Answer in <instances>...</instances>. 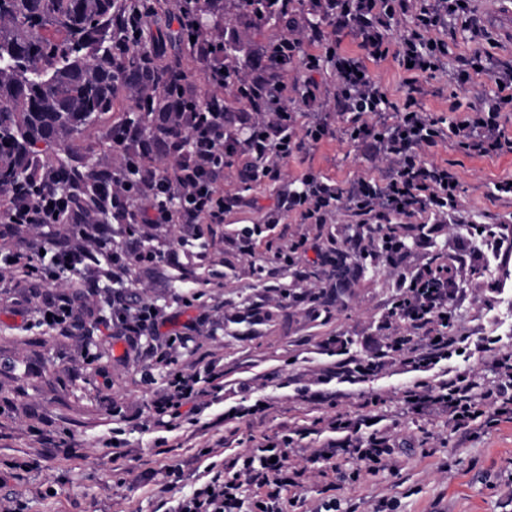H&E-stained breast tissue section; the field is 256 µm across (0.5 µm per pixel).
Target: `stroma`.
<instances>
[{
  "mask_svg": "<svg viewBox=\"0 0 512 512\" xmlns=\"http://www.w3.org/2000/svg\"><path fill=\"white\" fill-rule=\"evenodd\" d=\"M474 6L492 41L454 26L443 35L448 45L443 70L419 78L424 92L417 95L416 107L448 127L458 119L450 104L465 110L473 100L468 86L449 79L458 58L478 52L495 62H512V0H475ZM401 36V30H393L388 55L367 63L399 104L408 97L409 78L397 54ZM134 104L127 89H118L112 112L73 141L74 155L91 150L100 165L111 166L117 155L102 146V136ZM424 158L458 175L462 224H439L427 213L415 216V223L430 226L428 240L403 250L397 264L382 262L358 277L344 305L332 308L328 317H314L306 304L258 286L249 273L251 258L229 241L224 254L234 268L225 277L202 286L184 282L180 270L164 261L154 277L137 286L141 298L166 306L172 316L182 315L184 300H191V313L200 319L197 348L194 355L179 357V369L193 370L200 360L224 369L220 389L201 399L196 426L154 427L149 405L166 386L164 364L151 365L154 381L146 383L144 358L124 356L123 344L113 341L109 330L98 328L90 339L78 331L56 335L31 323L28 288L0 290V475L6 477L0 483V512L18 506L23 512H171L209 468L252 451L258 442L278 440L290 430L295 447L326 448L343 438L330 429L332 420L371 412L381 416V429L397 441L392 464L340 483L324 476V461L294 456L293 464L304 470L297 494L305 512L331 499L339 502L340 512H512V420L489 412L480 425L457 429L447 413L424 415L403 402L414 382L436 383L450 369L493 379L488 359L465 353L434 369L413 371L393 355L382 371L358 383L333 375L342 359L364 361L379 352L392 331L388 313L435 248L460 265L463 294L448 310L454 334L466 342L492 336L512 351V338L502 337L497 319L501 298L512 295L507 247L512 197L496 189L499 181L512 178V148L480 157L451 136L426 149ZM309 171L344 187L360 177L383 184L392 175L386 162L341 135L288 158L277 182L240 181L232 166L224 190L243 204L225 214L224 229L264 223L283 183ZM489 217L497 221L496 238L504 249L475 243L473 227ZM248 299L261 303L262 314L247 313ZM258 400L267 403L265 413L225 419L230 408ZM116 404L132 419L117 449L112 446ZM171 468L179 470L178 479L167 478Z\"/></svg>",
  "mask_w": 512,
  "mask_h": 512,
  "instance_id": "stroma-1",
  "label": "stroma"
}]
</instances>
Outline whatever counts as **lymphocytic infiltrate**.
<instances>
[{"label":"lymphocytic infiltrate","mask_w":512,"mask_h":512,"mask_svg":"<svg viewBox=\"0 0 512 512\" xmlns=\"http://www.w3.org/2000/svg\"><path fill=\"white\" fill-rule=\"evenodd\" d=\"M470 2L429 0L423 5L419 0H309L311 12L322 15L327 26L312 29L300 15L294 17L288 31V48L299 52V62L309 73L299 96L268 112L242 113L239 123L245 136L229 149L224 146V99L219 95L224 88V64L210 51L219 34L214 31L195 35L200 70L214 92L209 97L210 108L203 110L190 102L178 112L180 121L191 132L189 146L169 147L168 154L175 163L173 172L155 171L144 180L131 183L116 167L104 186L113 210L131 223L178 225L176 247L163 255L134 251L116 241L110 225L93 220L83 229L81 243L68 247L44 244V253L36 265L31 264L28 255L0 247V271H8L19 281L34 277L44 283L56 281L65 273L90 272L112 283V292L98 297L38 298L33 304L38 326L69 335L87 320L95 325L108 323L129 352L143 353V339L151 336L164 339L173 353L192 354L195 321L185 322L181 330L168 331L165 310L138 298L137 281L151 276L161 259L178 261L179 247L196 239L202 225L223 223L225 213L236 206V199L225 195L222 188L228 155L246 160L255 172L276 181L281 177L283 162L297 151L335 138L337 130L327 112L303 131L295 129L296 109L313 107L321 99L322 84L316 75L326 62L336 79L338 110L347 116L345 135L369 142L374 156L389 162L394 174L382 186L361 177L343 188L308 172L289 182L278 200V209L294 214L298 223L313 229L332 223L339 209L350 210L356 223L365 228L363 237L352 241L354 251L360 253L374 252L381 241L389 238L390 226L396 220L422 213L445 216L457 212V174L447 167L427 163L423 151L451 135L473 154L485 156L501 151L507 140L500 118L505 105L512 103V64L492 71L481 54L462 58L457 82L473 85L478 77L487 74L498 90L491 97L477 93L471 115L447 130L424 110L407 104L396 107L368 72L364 59L384 58L389 32L410 19L414 26L401 44L403 62L412 63L414 71L420 73L440 70L447 46L437 33L449 20L461 22L477 35L484 31ZM344 31L357 39L361 55L341 51L339 35ZM104 242L112 245L111 258L105 263L96 249ZM424 280V275H417L405 298L392 309L395 321L409 338L400 350L407 363L418 368L448 360L458 343L457 337L448 332V309L459 295L458 288H428ZM475 349L490 357L495 380L482 383L469 372L459 371L437 387L419 386L408 391L406 403L418 410L446 409L449 422L457 428L477 424L488 408L499 415L511 414L512 354L498 347L493 337L482 339ZM220 377L215 366L207 365L170 378L165 392L151 405L154 425L168 428L178 419L194 420L207 384ZM331 427L349 434L339 450L323 454L331 462V472H339L335 458L340 454L351 460L356 477L391 462L394 440L387 432L377 430L365 436L361 421L340 418L332 421ZM292 443V437L286 435L279 444H263L251 455L234 458L227 472H215L208 482L179 501L174 512H285L286 508L296 507L297 498L283 496L284 491L299 487L303 475L302 469L289 461ZM247 484L260 489L249 504L244 503L241 494Z\"/></svg>","instance_id":"obj_1"}]
</instances>
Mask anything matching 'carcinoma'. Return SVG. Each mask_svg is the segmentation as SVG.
Instances as JSON below:
<instances>
[{
    "label": "carcinoma",
    "instance_id": "obj_1",
    "mask_svg": "<svg viewBox=\"0 0 512 512\" xmlns=\"http://www.w3.org/2000/svg\"><path fill=\"white\" fill-rule=\"evenodd\" d=\"M288 0H230L225 17L202 14L196 27L208 33L224 28V42L214 52L224 55V141L232 143L240 137L237 119L241 112H258L269 108L279 95L281 85L288 84V72L295 59L288 53V12L281 3ZM126 9L125 0H0V208L13 195L34 203L40 197L61 194L71 208L83 211L98 221H112V208L105 204L102 186L109 169L88 157L76 158L69 141L82 129L97 121L114 107L118 86L137 94L134 109L123 113L119 122L106 130L103 141L111 144L113 134L123 130L143 132L159 144L187 143V129L168 116L184 103L186 91L199 106L208 99L199 94L200 76L186 71L180 56L167 52L176 41L189 56L197 45L180 38L171 29L159 33L152 47L145 51L131 49L122 59H110L112 41L125 35L119 18ZM270 27L272 35L262 57H238L239 30L263 32ZM62 34L56 39L49 31ZM270 58L266 87L256 88L243 79ZM158 84L172 93L150 100L144 90ZM154 169L149 154L139 156L134 166L126 169L133 182ZM49 236L62 244L79 239L80 227L69 220L66 212L47 223ZM241 234L257 250L272 254V262L281 267L276 288H288L283 279L297 266L263 235L260 227L247 226ZM392 241L378 253L387 260L407 241L422 238L421 227L405 229L393 225ZM436 281L454 276L455 263L440 252L429 260ZM363 270L362 256L333 242L321 263L295 273L307 279L335 282L331 289L304 292L302 300L315 317L329 314L333 306L343 303L351 282Z\"/></svg>",
    "mask_w": 512,
    "mask_h": 512
}]
</instances>
